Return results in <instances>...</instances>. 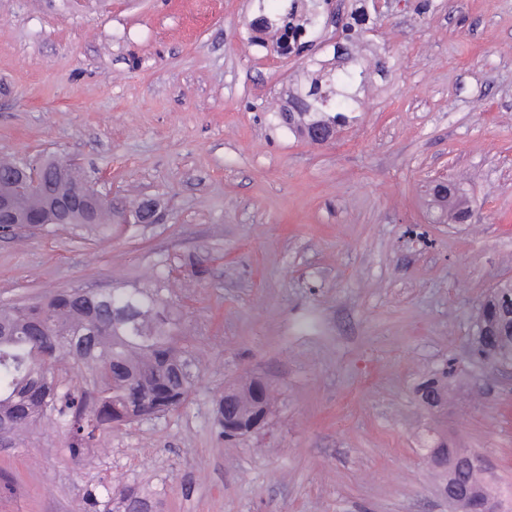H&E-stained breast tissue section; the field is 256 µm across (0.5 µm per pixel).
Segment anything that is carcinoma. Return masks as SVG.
<instances>
[{
	"label": "carcinoma",
	"instance_id": "1",
	"mask_svg": "<svg viewBox=\"0 0 512 512\" xmlns=\"http://www.w3.org/2000/svg\"><path fill=\"white\" fill-rule=\"evenodd\" d=\"M280 10L261 13L249 24L254 33L271 35L274 51L301 55L312 45L309 37L317 24L316 0H279ZM375 17L362 2L353 8L341 25V35L332 45V58L309 61L300 81L288 87L286 105L277 113L279 123L296 137L307 140L313 130L335 132L361 119L359 93L369 79V71L354 50L366 43ZM52 169L42 182L45 190L35 195L17 193L24 175L23 161L0 160V193L17 196V207L32 225L49 226L52 216L45 209L47 194L58 195L71 184L84 180L67 161L51 160ZM440 216L454 223L467 218L469 205L460 200V188L452 185L447 195L433 194ZM157 210L151 198H134L99 205L94 226L112 229L127 216L146 217ZM169 276L160 273L152 288H113L105 292L61 290L29 304L0 308V426L15 437L55 414L70 439L69 456L82 460L98 436L142 417L165 415L181 407L189 398L191 348L181 339V317L165 296ZM502 296L484 306L491 323L488 335L472 339L471 354L481 361L512 362V330L505 324L512 311V285L503 284ZM77 361L94 372L90 388L62 390L56 377L59 365ZM251 377L227 387L232 395L217 402L216 421L224 432V415L238 417L254 405ZM425 402L448 397L447 384L437 375L419 388ZM477 484L491 487L481 471L466 465L458 469L455 491L448 501L460 506L458 494ZM90 510L101 506L112 512V488L98 487L86 494ZM122 512H158L159 502L137 488L121 494Z\"/></svg>",
	"mask_w": 512,
	"mask_h": 512
}]
</instances>
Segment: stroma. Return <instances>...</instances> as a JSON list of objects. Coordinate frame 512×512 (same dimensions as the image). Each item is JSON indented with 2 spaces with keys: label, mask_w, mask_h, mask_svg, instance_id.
Segmentation results:
<instances>
[{
  "label": "stroma",
  "mask_w": 512,
  "mask_h": 512,
  "mask_svg": "<svg viewBox=\"0 0 512 512\" xmlns=\"http://www.w3.org/2000/svg\"><path fill=\"white\" fill-rule=\"evenodd\" d=\"M395 0L361 121L316 148L276 119L296 58L252 46L278 0H0V155L76 160L154 224L0 234V305L80 288L168 296L193 351L177 411L107 430L81 463L56 417L0 438V512H84L107 483L161 512H448L426 450L479 453L512 512V385L471 360L476 308L512 280V0ZM435 179L468 224L431 222ZM447 370L452 399L416 385ZM267 380L258 433L215 426ZM258 382L257 378L251 377L245 381L229 386L224 389L232 392V395H222L217 402L216 421L219 432L226 433V438L244 437L250 433L259 431L265 424L268 415L263 413L256 417L249 425L240 424L234 418L224 416L227 413L231 417H238L243 413L249 412L254 405V385Z\"/></svg>",
  "instance_id": "stroma-1"
}]
</instances>
